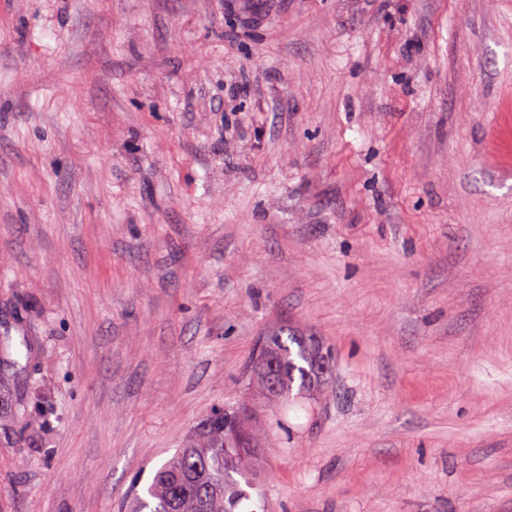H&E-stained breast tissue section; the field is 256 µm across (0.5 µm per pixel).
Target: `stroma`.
Listing matches in <instances>:
<instances>
[{"label":"stroma","instance_id":"1","mask_svg":"<svg viewBox=\"0 0 512 512\" xmlns=\"http://www.w3.org/2000/svg\"><path fill=\"white\" fill-rule=\"evenodd\" d=\"M284 512H512V0H0V512H120L278 328ZM283 336L284 330L274 332L267 336L262 347L252 360L249 370V380L255 381L260 387L263 385V392L270 398L277 395L276 365L279 393L277 399L288 405L292 396L293 387L297 384L296 398L309 396L323 381L316 371L318 357L321 354L328 355L327 351L319 344L313 336H297L288 333ZM272 350L275 359L269 361L267 367L262 371V382L259 374V367L264 360V352ZM20 356L21 350L13 345L12 337L0 336V391H8L17 371L23 368Z\"/></svg>","mask_w":512,"mask_h":512}]
</instances>
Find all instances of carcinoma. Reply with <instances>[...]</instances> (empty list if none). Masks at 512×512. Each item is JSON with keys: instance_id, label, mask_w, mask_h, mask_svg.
Masks as SVG:
<instances>
[{"instance_id": "cac0c4a2", "label": "carcinoma", "mask_w": 512, "mask_h": 512, "mask_svg": "<svg viewBox=\"0 0 512 512\" xmlns=\"http://www.w3.org/2000/svg\"><path fill=\"white\" fill-rule=\"evenodd\" d=\"M275 353L279 393L286 404L291 396L302 398L322 382L316 371L324 348L312 336L284 334L266 337L252 360L249 379L261 383L259 367L264 352ZM21 350L12 337L0 336V390H9L17 371ZM288 431L283 417H263L253 403L236 400L214 408L158 467L143 494L136 498L134 512H250L251 491L257 489L252 462L256 456L243 448L249 436L264 452L272 445L268 432Z\"/></svg>"}]
</instances>
